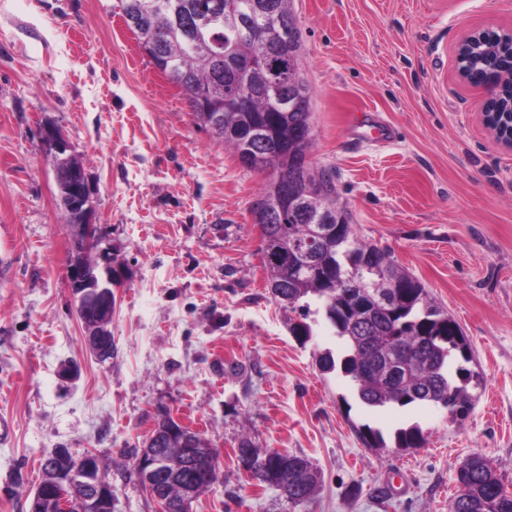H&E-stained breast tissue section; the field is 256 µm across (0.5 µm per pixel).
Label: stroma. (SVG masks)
I'll use <instances>...</instances> for the list:
<instances>
[{"mask_svg":"<svg viewBox=\"0 0 512 512\" xmlns=\"http://www.w3.org/2000/svg\"><path fill=\"white\" fill-rule=\"evenodd\" d=\"M313 93L316 170L362 240L387 249L461 326L478 372L459 422L427 405L371 408L321 372L340 342L322 315L300 343L272 299L247 169L149 63L118 0H0V512H28L40 462L91 449L112 512H154L133 464L167 411L206 438L217 481L192 512H448L455 475L484 454L512 492V151L482 124L485 86L459 78L472 31L512 32V0H292ZM396 132L360 142L354 114ZM81 160L97 227L91 259L119 285L112 357L88 351L66 262L73 230L56 202L44 126ZM382 432L367 447L358 430ZM419 426L421 448L391 444ZM261 453L309 459L321 478L294 505L237 467Z\"/></svg>","mask_w":512,"mask_h":512,"instance_id":"1","label":"stroma"}]
</instances>
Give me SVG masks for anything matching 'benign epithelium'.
<instances>
[{
  "label": "benign epithelium",
  "mask_w": 512,
  "mask_h": 512,
  "mask_svg": "<svg viewBox=\"0 0 512 512\" xmlns=\"http://www.w3.org/2000/svg\"><path fill=\"white\" fill-rule=\"evenodd\" d=\"M273 55L274 52L268 49L248 59L232 60L227 57L224 66L243 75ZM481 114L497 143L512 150V133H502L495 122L496 113L483 109ZM43 140L47 150L57 157L64 158L70 151L65 136L53 126L44 129ZM89 198L90 186L82 170L66 204V210L79 215L75 248L68 264V279L77 315L85 330L86 343L97 360L103 362L111 351L108 325L112 321L115 295L112 291V267H105L101 274L97 272L98 265L88 261L95 236ZM176 433L178 429L170 421L168 413H161L153 436L136 460L139 484L156 504L157 512H191L198 492L213 480L212 449L206 446L197 448L185 439L179 448L165 447ZM50 458V471L32 495L29 512H42L46 508L51 512H112V486L99 481L95 466L99 456L96 452L89 450L76 456L66 448H58ZM186 468L191 469L192 477L184 480L182 473ZM179 480L182 481L180 496L173 498L167 495L166 484Z\"/></svg>",
  "instance_id": "1"
}]
</instances>
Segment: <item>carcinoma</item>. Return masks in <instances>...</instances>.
Instances as JSON below:
<instances>
[{
	"mask_svg": "<svg viewBox=\"0 0 512 512\" xmlns=\"http://www.w3.org/2000/svg\"><path fill=\"white\" fill-rule=\"evenodd\" d=\"M269 1L279 15L291 18L288 38L276 56L280 86L296 99L288 112L274 111L265 87V69L238 77L217 67L226 55L248 56L260 44L245 39L240 30L256 23L254 5ZM292 0H119L122 14L138 19L128 25L153 65L186 96L193 115L213 138L229 147L245 167L269 172L253 214L260 230L259 252L267 270L272 298L297 314L289 330L302 343L312 336L307 319L323 312L334 335L344 343L336 359L318 356L319 368L336 369L348 377L359 400L369 407H404L413 403L445 409L451 419L464 418L473 406L468 385L474 374L462 363L471 361L470 346L459 324L428 293L419 280L401 270L390 253L358 238L348 212L336 203V186L323 171L307 163L311 144L312 91L309 84L293 85L301 72L302 32ZM502 35L484 31L471 41L462 57L471 83H498L512 68V55L500 49ZM250 91L246 111L226 106L228 92ZM498 122L508 129L512 100L508 89L490 102ZM271 130L286 149L274 159L246 149L242 131ZM332 218L335 228L321 243L313 262L296 254L293 245L312 236L318 214ZM396 447L421 448L427 436L412 425L397 430ZM239 452H248L257 477L264 456L243 437ZM299 468L302 481L288 483L285 497L294 504L309 501L318 472L299 455L273 451ZM457 491L451 512H512V493L505 490L491 462L482 454L470 455L456 471Z\"/></svg>",
	"mask_w": 512,
	"mask_h": 512,
	"instance_id": "carcinoma-1",
	"label": "carcinoma"
}]
</instances>
